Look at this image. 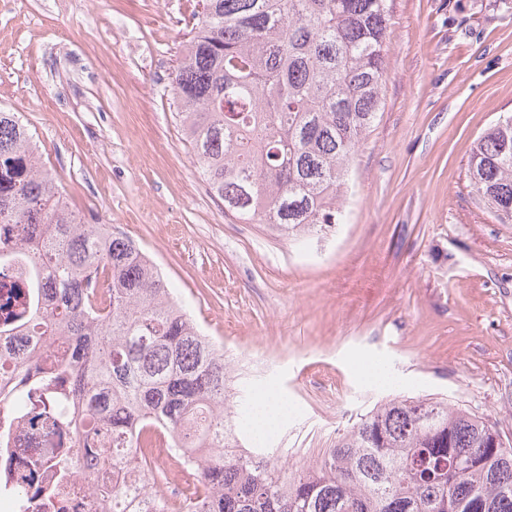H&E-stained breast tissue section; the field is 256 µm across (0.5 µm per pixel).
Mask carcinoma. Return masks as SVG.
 Wrapping results in <instances>:
<instances>
[{
    "instance_id": "1",
    "label": "carcinoma",
    "mask_w": 512,
    "mask_h": 512,
    "mask_svg": "<svg viewBox=\"0 0 512 512\" xmlns=\"http://www.w3.org/2000/svg\"><path fill=\"white\" fill-rule=\"evenodd\" d=\"M391 0H204L172 87L183 139L224 213L308 239L343 220L340 197L382 104ZM471 186L512 220V116L469 159ZM0 224L17 239L0 263L36 270L47 303L19 310L67 353L41 374L17 366L13 398L62 414L28 386L65 382L81 401L78 461L112 512H160L119 476L130 446L151 459L163 422L204 461L205 512H512V448L485 419L436 397L375 405L313 462L292 470L262 448L239 462L250 407L229 411L224 351L172 297L163 275L110 224L63 201L27 125L0 111Z\"/></svg>"
}]
</instances>
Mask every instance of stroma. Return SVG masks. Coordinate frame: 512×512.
I'll return each mask as SVG.
<instances>
[{"label":"stroma","instance_id":"1","mask_svg":"<svg viewBox=\"0 0 512 512\" xmlns=\"http://www.w3.org/2000/svg\"><path fill=\"white\" fill-rule=\"evenodd\" d=\"M201 0H0V109L19 113L71 209L133 238L206 335L265 371L230 381L292 411L294 466L387 397L448 399L512 441V223L470 186L479 135L512 114V9L392 0L382 106L345 223L303 243L226 216L170 84Z\"/></svg>","mask_w":512,"mask_h":512}]
</instances>
